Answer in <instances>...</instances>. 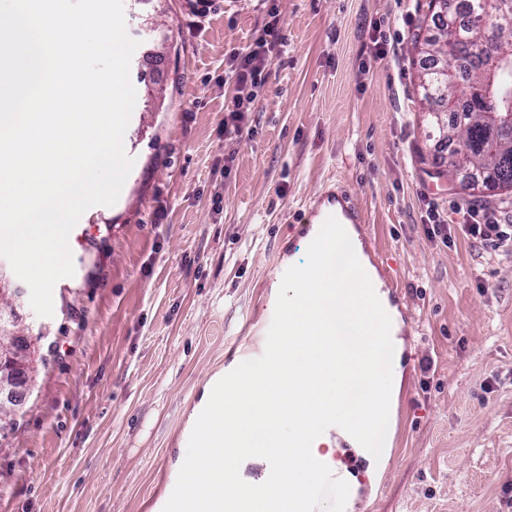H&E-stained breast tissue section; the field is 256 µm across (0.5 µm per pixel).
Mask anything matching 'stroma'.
<instances>
[{
	"label": "stroma",
	"instance_id": "1",
	"mask_svg": "<svg viewBox=\"0 0 512 512\" xmlns=\"http://www.w3.org/2000/svg\"><path fill=\"white\" fill-rule=\"evenodd\" d=\"M428 2L278 0L287 46L230 141L227 74L265 5L126 0L135 163L116 203L71 231L75 273L55 284L53 316L17 311L36 379L0 430V512H154L204 383L262 346L274 265L306 260L292 216L331 179L398 283L404 342L387 467L372 483L355 460L354 512H512V253L423 224L431 205L512 225V192L445 172L412 44Z\"/></svg>",
	"mask_w": 512,
	"mask_h": 512
}]
</instances>
